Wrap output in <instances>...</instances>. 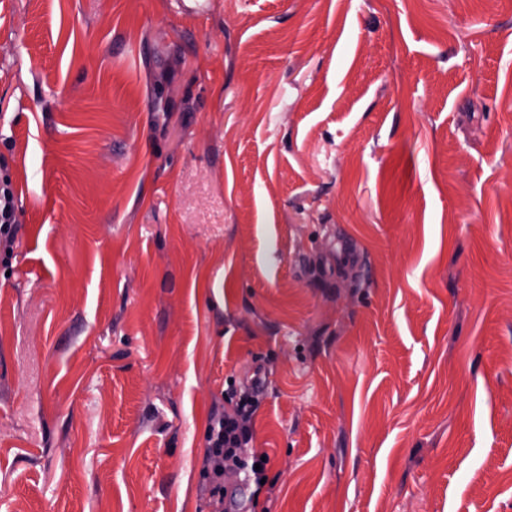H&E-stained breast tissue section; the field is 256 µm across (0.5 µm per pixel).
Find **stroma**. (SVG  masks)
<instances>
[{"instance_id":"35a3bbf8","label":"stroma","mask_w":512,"mask_h":512,"mask_svg":"<svg viewBox=\"0 0 512 512\" xmlns=\"http://www.w3.org/2000/svg\"><path fill=\"white\" fill-rule=\"evenodd\" d=\"M0 512H512V0H0ZM16 197L11 179H0V245L5 243L6 251L11 250L16 236ZM233 414H212L206 431V450L202 468V477L208 492L214 512H238L237 494L228 495L224 487V471L236 469L244 474L248 487H254L250 499L254 501L267 482V466L270 462L265 453L243 456V448H249L252 440L250 430L245 422L257 407V401L252 393L246 392L239 396L235 403ZM265 456V461H262ZM255 464L261 469L255 470ZM262 478L266 482L261 484ZM237 509V510H236Z\"/></svg>"}]
</instances>
